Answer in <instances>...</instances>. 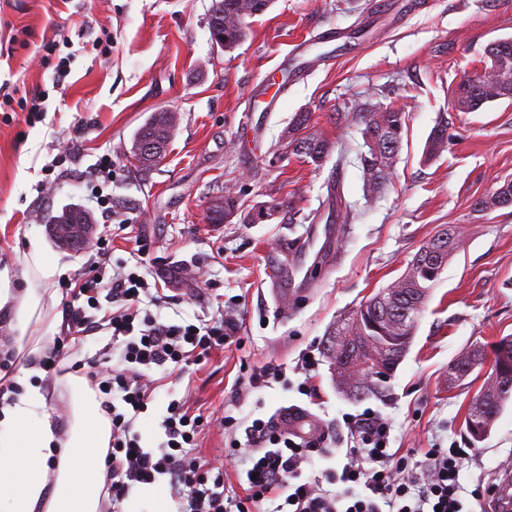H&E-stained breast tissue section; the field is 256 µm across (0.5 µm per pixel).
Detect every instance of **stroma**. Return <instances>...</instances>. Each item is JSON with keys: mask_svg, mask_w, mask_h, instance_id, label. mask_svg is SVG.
<instances>
[{"mask_svg": "<svg viewBox=\"0 0 512 512\" xmlns=\"http://www.w3.org/2000/svg\"><path fill=\"white\" fill-rule=\"evenodd\" d=\"M274 0L254 17L236 49L213 48L212 0H0V84L17 97L0 106V267L21 270L38 237L64 276L89 270L92 248L72 252L47 233L50 217L77 204L97 235H111L108 272L143 264L156 282L162 319L195 324L225 312L240 321L239 346L212 351L157 389L134 430L158 448L170 400L187 399L206 423L197 450L234 471L224 457V415L244 422L283 406L310 408L332 434L343 417L371 408L393 425L392 447L409 461L430 448H462L465 490L489 486L512 469V405L483 443L465 429L476 370L458 387L448 366L481 346L492 355L512 336V206L474 203L512 180V101L477 112L453 106L455 86L482 66L484 48L512 38V0ZM341 31L322 42L318 33ZM308 43L304 57L293 47ZM68 75L55 83L58 62ZM45 97L40 122L26 116ZM370 100L405 114L391 183L365 190L362 127L344 112ZM161 109L180 122L165 159L148 173L130 154L135 131ZM344 151L314 166L291 154L285 131L294 115ZM448 121V148L425 161L427 138ZM111 173H104V166ZM232 193L241 211L283 202L259 224L211 223L216 197ZM333 223L334 239L324 228ZM455 225L464 243L424 306L406 356L383 396L339 392L323 344L327 331L367 296L400 277L422 243ZM150 240L147 256L136 238ZM288 270L293 295L274 299L270 264ZM319 358L317 405L296 387L303 353ZM283 365L286 378L261 389L235 387L247 371ZM168 477L102 512H177Z\"/></svg>", "mask_w": 512, "mask_h": 512, "instance_id": "35a3bbf8", "label": "stroma"}]
</instances>
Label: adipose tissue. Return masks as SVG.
Returning a JSON list of instances; mask_svg holds the SVG:
<instances>
[{"instance_id":"ef3b65f1","label":"adipose tissue","mask_w":512,"mask_h":512,"mask_svg":"<svg viewBox=\"0 0 512 512\" xmlns=\"http://www.w3.org/2000/svg\"><path fill=\"white\" fill-rule=\"evenodd\" d=\"M58 272L40 242L30 240L24 291L12 290L10 270L0 269V312L21 331L45 328L36 285ZM36 374L25 370L20 393L0 396V512H99L112 432L98 395L85 380L70 378L72 418L60 432L47 411L52 390L36 383Z\"/></svg>"}]
</instances>
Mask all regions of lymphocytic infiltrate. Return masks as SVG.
Listing matches in <instances>:
<instances>
[{"instance_id": "f902f5d3", "label": "lymphocytic infiltrate", "mask_w": 512, "mask_h": 512, "mask_svg": "<svg viewBox=\"0 0 512 512\" xmlns=\"http://www.w3.org/2000/svg\"><path fill=\"white\" fill-rule=\"evenodd\" d=\"M109 243V238H97L96 269L61 282L68 321L43 365L58 371L73 341L111 332L115 365L86 367L76 362L70 370L84 373L103 395L100 411L112 427V444L104 459L105 490L113 501L166 475L180 494L179 512H264L266 503L271 512H466L460 483L463 451L431 448L423 460L409 463L391 445L390 421L371 408L345 416L349 433L344 439L325 431L301 439L271 418H256L243 427L233 416H225V429L244 433L231 441L226 456L249 451L250 465L233 487L222 467L194 455L203 418L182 401L167 405L161 422L163 449L141 446L132 426L159 387L153 372L167 377L186 373L211 351L238 344L241 325L229 314L197 326L143 313L142 297L149 290L145 275L118 272L107 278L98 272L110 260ZM104 301L109 307L103 317L89 316V309ZM317 455L336 459L337 466L325 478L306 477V468ZM326 481L334 483V490L323 489Z\"/></svg>"}]
</instances>
